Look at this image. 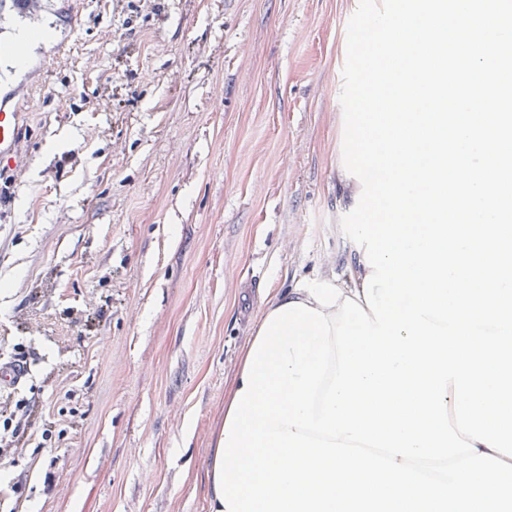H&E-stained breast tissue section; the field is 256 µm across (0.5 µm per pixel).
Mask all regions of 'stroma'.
<instances>
[{"label":"stroma","mask_w":512,"mask_h":512,"mask_svg":"<svg viewBox=\"0 0 512 512\" xmlns=\"http://www.w3.org/2000/svg\"><path fill=\"white\" fill-rule=\"evenodd\" d=\"M359 0H49L0 93V363L28 441L0 512H209L206 461L267 305L354 277L339 227ZM20 113L11 112L0 97V160L19 138Z\"/></svg>","instance_id":"1"}]
</instances>
